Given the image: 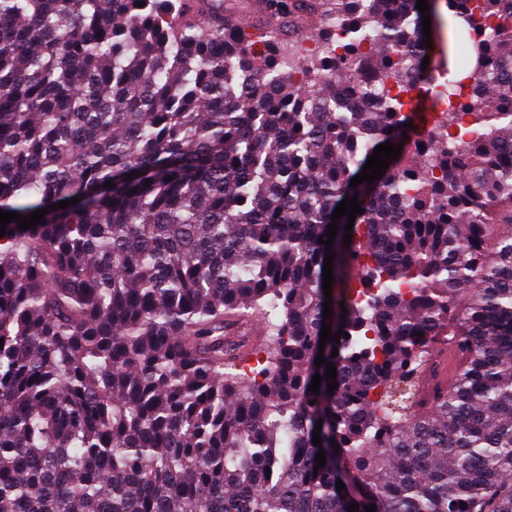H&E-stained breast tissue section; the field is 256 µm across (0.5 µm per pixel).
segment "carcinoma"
Listing matches in <instances>:
<instances>
[{
    "instance_id": "carcinoma-1",
    "label": "carcinoma",
    "mask_w": 512,
    "mask_h": 512,
    "mask_svg": "<svg viewBox=\"0 0 512 512\" xmlns=\"http://www.w3.org/2000/svg\"><path fill=\"white\" fill-rule=\"evenodd\" d=\"M416 5L265 0L311 67L183 0H0V210L81 197L0 237V512H512V0H448L423 134ZM193 0L187 4V17L189 20H197L209 24L212 27H224V2L225 0H204L199 3ZM440 34H441V29H440L439 25L436 23V21L432 22L431 23V40L434 43H436V47H435V53L431 57L427 68H435V67H433V65L431 63V60L435 59L438 62V64H441V65L443 64L450 70H454L457 68L456 61L458 59V56L456 55V52L452 45H450V47L448 48V43H446V41H445V38H446L445 34H441L442 39L444 40V44H443V53L440 54V52H439L440 43L438 40V37ZM441 65L436 68H440Z\"/></svg>"
}]
</instances>
